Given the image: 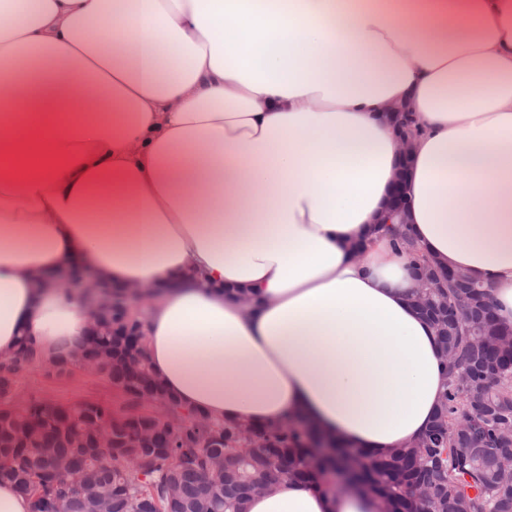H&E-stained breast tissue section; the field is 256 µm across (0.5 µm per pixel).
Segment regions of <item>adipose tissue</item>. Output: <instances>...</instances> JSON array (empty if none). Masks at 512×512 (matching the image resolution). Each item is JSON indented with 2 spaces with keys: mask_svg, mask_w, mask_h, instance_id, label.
Returning <instances> with one entry per match:
<instances>
[{
  "mask_svg": "<svg viewBox=\"0 0 512 512\" xmlns=\"http://www.w3.org/2000/svg\"><path fill=\"white\" fill-rule=\"evenodd\" d=\"M400 178L421 253L512 326V0H0V355L79 350L92 306L51 280L77 269L148 289L133 313L182 407L408 447L444 387L380 230ZM245 508L382 501L287 479Z\"/></svg>",
  "mask_w": 512,
  "mask_h": 512,
  "instance_id": "1",
  "label": "adipose tissue"
}]
</instances>
